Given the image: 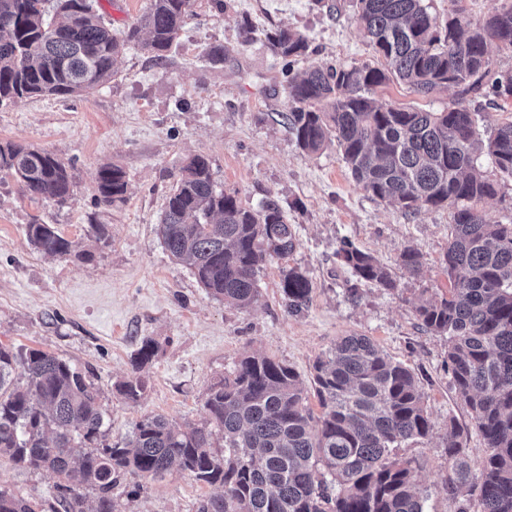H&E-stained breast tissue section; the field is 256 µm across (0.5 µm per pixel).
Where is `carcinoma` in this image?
<instances>
[{"mask_svg": "<svg viewBox=\"0 0 512 512\" xmlns=\"http://www.w3.org/2000/svg\"><path fill=\"white\" fill-rule=\"evenodd\" d=\"M47 2L0 0V105L88 94L117 76V59L132 41L162 58L179 38L192 0H149L122 42L91 0H59L65 12L56 25L46 18ZM354 21L384 67L315 63L300 76L288 74L284 124L306 154L336 142L353 180L373 199L404 212L452 209L444 255L448 294L421 299L415 314L428 332L448 337V370L483 439V455L475 474L467 435L451 423L445 487L448 498L459 501L457 512H512V224H491L477 208L496 194L477 166V151L512 177V122L482 140L467 99L481 89L512 97V71L495 72L488 61L490 45L512 48V0L479 25L460 12L442 22L424 0H354ZM267 40L290 67L308 54L298 31L277 28ZM393 77L422 97L451 87L457 97L441 112L376 99L375 89ZM1 170L33 199L71 196L68 167L46 150L0 145ZM127 186L120 167L99 170L105 204L124 201ZM158 234L211 296L241 309L259 300L260 270L295 247L277 200L243 206L216 188L201 154L181 166ZM26 235L47 255L74 252L73 242L49 224H29ZM337 256L357 281L396 289L371 254L346 243ZM398 265L415 275L424 255L408 245ZM280 285L288 313L308 307L306 272L286 268ZM156 352L152 340L142 341L131 374L115 385L121 400L142 398L141 371ZM311 385L321 408L316 418L291 365L245 355L209 387L202 425L180 428L145 416L110 443L101 391L85 374L50 352L0 342V459L53 474L59 493L53 512H115L112 490L122 480L174 472L221 488L198 512H424L412 462L394 454L432 430L415 373L369 337L350 335L316 359ZM0 512L34 509L0 488Z\"/></svg>", "mask_w": 512, "mask_h": 512, "instance_id": "obj_1", "label": "carcinoma"}]
</instances>
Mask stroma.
<instances>
[{
  "instance_id": "35a3bbf8",
  "label": "stroma",
  "mask_w": 512,
  "mask_h": 512,
  "mask_svg": "<svg viewBox=\"0 0 512 512\" xmlns=\"http://www.w3.org/2000/svg\"><path fill=\"white\" fill-rule=\"evenodd\" d=\"M116 36L146 10L148 0H93ZM249 22L251 33L241 24ZM300 31L308 62L382 66L353 21V0H193L177 43L158 59L129 46L119 73L93 94L32 97L0 107V143L44 149L66 165L73 194L63 203L33 199L16 179L0 173V342L38 348L70 362L101 390L109 439L129 434L138 420L160 415L176 425L205 418L203 396L244 354L258 351L293 366L309 380L315 359L337 338L365 335L415 372L433 429L399 448L415 463L427 512H456L444 481L449 423L483 446L470 410L448 374V339L421 329L414 307L426 293L447 292L444 254L451 215L446 208L406 214L373 200L352 180L336 146L307 156L295 145L281 114L287 109L284 62L270 50L267 32ZM224 57L212 60V47ZM380 100L429 111L455 99L449 88L422 98L393 80L377 88ZM202 154L218 187L242 205L277 199L296 246L259 275L260 301L239 309L213 299L192 269L165 250L157 225L184 160ZM478 163L495 183L479 208L494 224H512V179L487 156ZM117 165L128 181L124 202L100 201L97 173ZM49 224L85 250V257H50L27 241L26 227ZM386 266L397 288L357 283L336 253L343 241ZM408 245L425 265L416 275L397 264ZM306 271L311 301L301 314L283 304L281 268ZM158 351L143 371L144 396L124 403L112 388L131 370L143 338ZM0 486L50 512L56 479L0 460ZM216 488L172 475L126 483L113 492L119 512H197Z\"/></svg>"
}]
</instances>
